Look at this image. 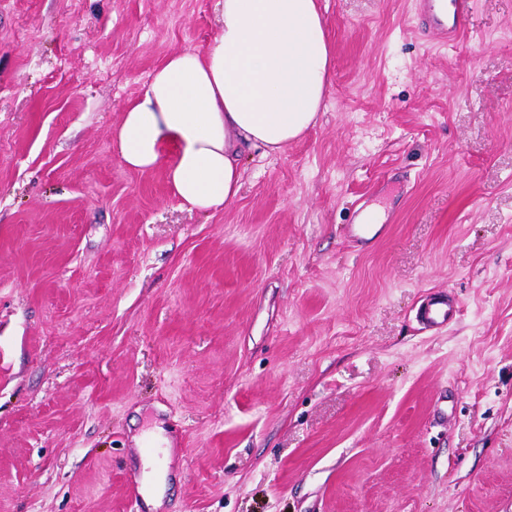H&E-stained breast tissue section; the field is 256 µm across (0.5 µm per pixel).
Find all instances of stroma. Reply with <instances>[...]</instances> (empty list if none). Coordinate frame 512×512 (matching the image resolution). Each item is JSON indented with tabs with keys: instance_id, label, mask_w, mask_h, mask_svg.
I'll return each instance as SVG.
<instances>
[{
	"instance_id": "1",
	"label": "stroma",
	"mask_w": 512,
	"mask_h": 512,
	"mask_svg": "<svg viewBox=\"0 0 512 512\" xmlns=\"http://www.w3.org/2000/svg\"><path fill=\"white\" fill-rule=\"evenodd\" d=\"M216 3L0 0V512H126L159 424L158 512H512V0H322L316 124L205 215L114 131ZM452 13L435 7V0H423L421 13L429 28H432L445 43L455 41L461 34L462 21L471 7V0H448ZM456 315L455 304L447 296L429 299L418 309L419 320L429 328L437 329L447 326Z\"/></svg>"
}]
</instances>
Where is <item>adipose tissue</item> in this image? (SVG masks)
<instances>
[{
	"instance_id": "obj_1",
	"label": "adipose tissue",
	"mask_w": 512,
	"mask_h": 512,
	"mask_svg": "<svg viewBox=\"0 0 512 512\" xmlns=\"http://www.w3.org/2000/svg\"><path fill=\"white\" fill-rule=\"evenodd\" d=\"M217 22L204 51L164 59L116 133L126 168L165 167L180 206L205 214L238 195L245 149L282 152L314 125L333 75L319 0H218Z\"/></svg>"
}]
</instances>
